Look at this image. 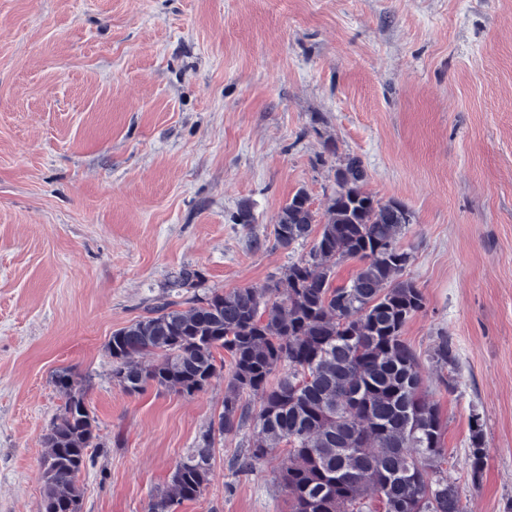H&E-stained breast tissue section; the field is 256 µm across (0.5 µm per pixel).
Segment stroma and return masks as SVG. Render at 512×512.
<instances>
[{
	"label": "stroma",
	"instance_id": "stroma-1",
	"mask_svg": "<svg viewBox=\"0 0 512 512\" xmlns=\"http://www.w3.org/2000/svg\"><path fill=\"white\" fill-rule=\"evenodd\" d=\"M413 214L425 297L404 340L445 423L468 512L512 506V0H0V512H41L43 443L85 378L100 447L81 512H147L212 432L177 512H288L276 449L231 463L222 371L187 396L112 378V333L164 301L258 289L307 259L281 206L324 214L348 157ZM250 204L254 223L234 217ZM198 280L176 286L182 268ZM453 366L432 354L443 340ZM479 415L486 466L466 461ZM203 445L192 448L178 462L171 476V493L151 497L148 512H171L172 507L184 500L198 498L209 481L213 458V441L210 434L202 437Z\"/></svg>",
	"mask_w": 512,
	"mask_h": 512
}]
</instances>
